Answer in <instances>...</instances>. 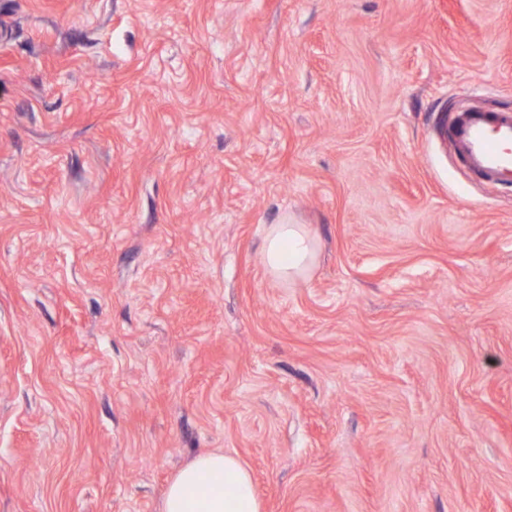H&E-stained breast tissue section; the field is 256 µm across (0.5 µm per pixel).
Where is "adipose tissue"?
Segmentation results:
<instances>
[{
    "label": "adipose tissue",
    "instance_id": "obj_1",
    "mask_svg": "<svg viewBox=\"0 0 512 512\" xmlns=\"http://www.w3.org/2000/svg\"><path fill=\"white\" fill-rule=\"evenodd\" d=\"M264 252L272 275L297 279L311 266L316 241L304 225L274 224ZM163 512H263V505L243 464L215 451L200 454L174 477Z\"/></svg>",
    "mask_w": 512,
    "mask_h": 512
}]
</instances>
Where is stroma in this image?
<instances>
[{
	"mask_svg": "<svg viewBox=\"0 0 512 512\" xmlns=\"http://www.w3.org/2000/svg\"><path fill=\"white\" fill-rule=\"evenodd\" d=\"M512 0H0V512H512ZM306 225L304 277L268 228ZM455 150L486 183L512 181V111L459 112L450 126ZM264 252L272 275L297 279L311 266L316 241L303 224H274L267 231ZM248 471L234 456L207 452L168 486L163 512H262Z\"/></svg>",
	"mask_w": 512,
	"mask_h": 512,
	"instance_id": "1",
	"label": "stroma"
}]
</instances>
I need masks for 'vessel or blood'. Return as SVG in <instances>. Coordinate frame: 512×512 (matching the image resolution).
Returning <instances> with one entry per match:
<instances>
[{
  "label": "vessel or blood",
  "instance_id": "obj_1",
  "mask_svg": "<svg viewBox=\"0 0 512 512\" xmlns=\"http://www.w3.org/2000/svg\"><path fill=\"white\" fill-rule=\"evenodd\" d=\"M450 134L457 153L480 179L490 184L512 181V111H461Z\"/></svg>",
  "mask_w": 512,
  "mask_h": 512
}]
</instances>
